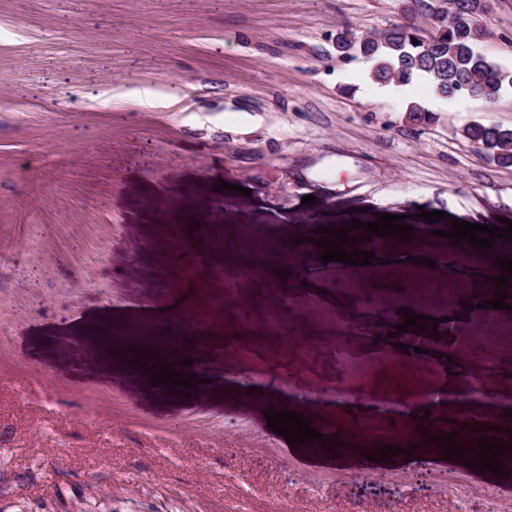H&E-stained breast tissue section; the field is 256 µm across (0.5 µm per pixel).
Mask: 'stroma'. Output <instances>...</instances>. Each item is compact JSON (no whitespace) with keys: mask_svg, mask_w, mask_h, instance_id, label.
<instances>
[{"mask_svg":"<svg viewBox=\"0 0 512 512\" xmlns=\"http://www.w3.org/2000/svg\"><path fill=\"white\" fill-rule=\"evenodd\" d=\"M405 0H0V512H384L405 484L424 487L403 512H448L449 482L512 497L503 476L400 453L377 461L368 443L318 451L268 428L265 412L348 423L350 399L374 419L394 395L379 385L336 390L335 361L313 374L299 351L267 369L261 354L224 355V327L262 313L302 311L313 299L348 305L332 286L354 268L322 264L304 227L418 210L481 225L512 220V167L496 165L462 128L512 127V88L494 106L437 97L422 81L382 95L362 58L342 60L333 39L349 27L377 34L403 18ZM485 55L512 69V0H489ZM432 110L427 128L403 120ZM228 182L220 190V182ZM314 204H304V196ZM224 224L265 225L299 264L266 281L232 269L250 301L225 310L209 352L187 336L188 393L151 384L161 358L117 355L111 328L173 326L200 302L218 251L175 237L214 199ZM191 280L159 287L170 261ZM317 287H297L304 268ZM285 295L270 297L269 284ZM278 361V360H277ZM495 412L512 455V392L455 399L435 419Z\"/></svg>","mask_w":512,"mask_h":512,"instance_id":"stroma-1","label":"stroma"}]
</instances>
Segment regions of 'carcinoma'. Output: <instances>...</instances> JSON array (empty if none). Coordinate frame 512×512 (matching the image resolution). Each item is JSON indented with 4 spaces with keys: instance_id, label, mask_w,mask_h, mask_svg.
Masks as SVG:
<instances>
[{
    "instance_id": "carcinoma-1",
    "label": "carcinoma",
    "mask_w": 512,
    "mask_h": 512,
    "mask_svg": "<svg viewBox=\"0 0 512 512\" xmlns=\"http://www.w3.org/2000/svg\"><path fill=\"white\" fill-rule=\"evenodd\" d=\"M461 2L462 10L438 30L429 45L418 40L416 25L406 19L371 41L353 44L348 52L365 55L371 62L369 76L377 84L407 85L422 79L448 100L475 97L493 102L512 87V71L478 51L479 38L485 33L476 22L482 0ZM407 119L418 127L428 125L433 121V113L413 103L407 108ZM462 136L479 143L484 154L497 165L512 166V128L474 121L462 129Z\"/></svg>"
}]
</instances>
